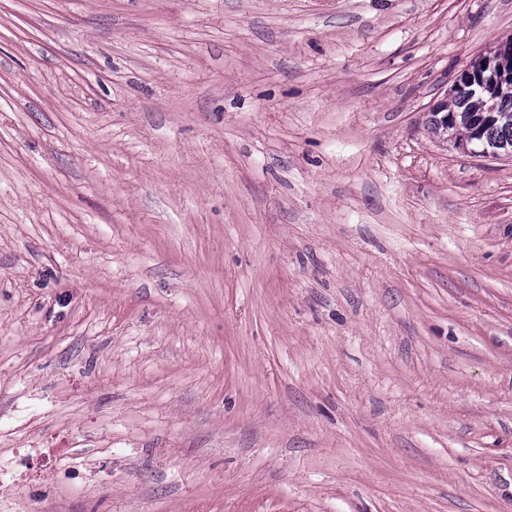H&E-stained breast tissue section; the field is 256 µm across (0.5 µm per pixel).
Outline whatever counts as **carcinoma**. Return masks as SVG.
<instances>
[{"label":"carcinoma","instance_id":"cac0c4a2","mask_svg":"<svg viewBox=\"0 0 512 512\" xmlns=\"http://www.w3.org/2000/svg\"><path fill=\"white\" fill-rule=\"evenodd\" d=\"M444 114L448 115L446 123L441 121ZM427 126L439 138L470 140L480 152L507 157L512 154V88L486 71L473 86L448 93L441 114L430 116Z\"/></svg>","mask_w":512,"mask_h":512}]
</instances>
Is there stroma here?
I'll use <instances>...</instances> for the list:
<instances>
[{
  "instance_id": "1",
  "label": "stroma",
  "mask_w": 512,
  "mask_h": 512,
  "mask_svg": "<svg viewBox=\"0 0 512 512\" xmlns=\"http://www.w3.org/2000/svg\"><path fill=\"white\" fill-rule=\"evenodd\" d=\"M512 0H0V512H512V158L430 138Z\"/></svg>"
}]
</instances>
